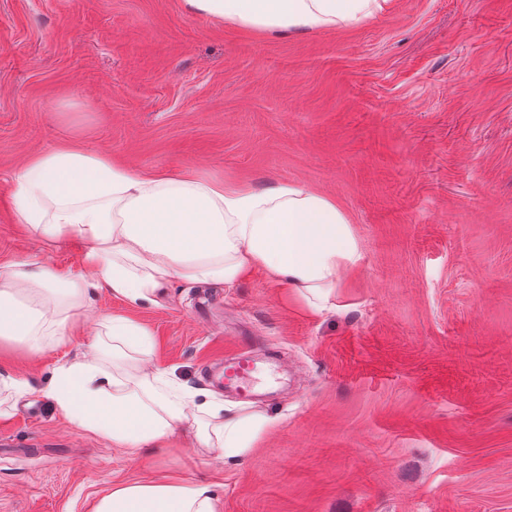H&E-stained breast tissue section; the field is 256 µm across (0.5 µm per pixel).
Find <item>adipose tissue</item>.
<instances>
[{
  "label": "adipose tissue",
  "instance_id": "1",
  "mask_svg": "<svg viewBox=\"0 0 512 512\" xmlns=\"http://www.w3.org/2000/svg\"><path fill=\"white\" fill-rule=\"evenodd\" d=\"M188 9L262 34L352 27L388 14L394 0H185ZM19 223L41 240L82 246V271L36 260L0 269V340L46 347L51 336L106 289L127 307L159 306L175 279L231 288L254 267L287 283L307 308L336 307L345 270L363 260L360 241L330 198L298 183L261 190L189 176L146 175L74 148L40 153L14 175ZM108 354L90 347L57 366L46 391L78 430L116 447L164 445L191 433L217 456L243 453L270 418L224 407L151 364L149 330L125 316L104 318ZM94 512H216L205 483L179 478L113 487Z\"/></svg>",
  "mask_w": 512,
  "mask_h": 512
}]
</instances>
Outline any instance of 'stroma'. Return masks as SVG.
<instances>
[{
    "label": "stroma",
    "mask_w": 512,
    "mask_h": 512,
    "mask_svg": "<svg viewBox=\"0 0 512 512\" xmlns=\"http://www.w3.org/2000/svg\"><path fill=\"white\" fill-rule=\"evenodd\" d=\"M64 147L306 185L364 259L320 315L255 269L173 281L159 307L96 289L43 351L0 341V372L29 383L0 403V512H93L171 477L210 484L216 512H512V0H395L284 37L184 0H0V266L80 270L79 246H46L13 203L15 172ZM104 315L152 332L156 369L273 425L221 459L76 429L42 390ZM241 345L270 371L250 399L207 373Z\"/></svg>",
    "instance_id": "35a3bbf8"
}]
</instances>
